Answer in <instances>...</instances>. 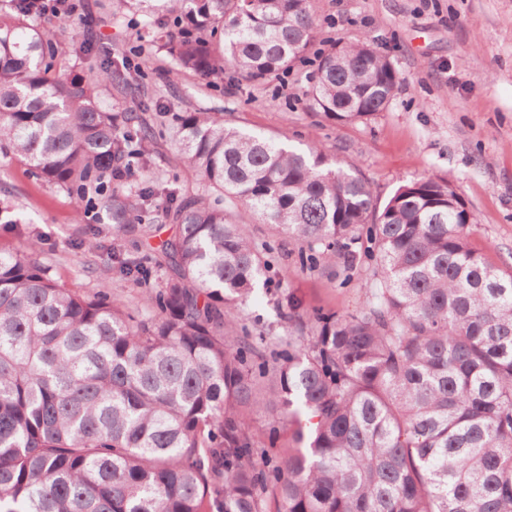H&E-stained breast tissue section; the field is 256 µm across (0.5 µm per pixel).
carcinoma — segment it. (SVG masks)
<instances>
[{
  "instance_id": "cac0c4a2",
  "label": "carcinoma",
  "mask_w": 512,
  "mask_h": 512,
  "mask_svg": "<svg viewBox=\"0 0 512 512\" xmlns=\"http://www.w3.org/2000/svg\"><path fill=\"white\" fill-rule=\"evenodd\" d=\"M312 0H112L175 15L168 53L201 77L250 82L304 58ZM38 4L0 11V151L99 202L113 231L157 248L116 255L147 314L58 284L37 245L0 251V512H512V274L469 243L475 215L443 180L378 204L354 166L180 112L171 141L204 193L132 200L106 178L145 167L154 131L101 106L119 66H55ZM368 41L323 51L308 107L366 123L398 88ZM300 245L303 267L371 262L353 312L299 311L288 347L241 325L268 260L247 220ZM292 427L266 447L248 414Z\"/></svg>"
}]
</instances>
